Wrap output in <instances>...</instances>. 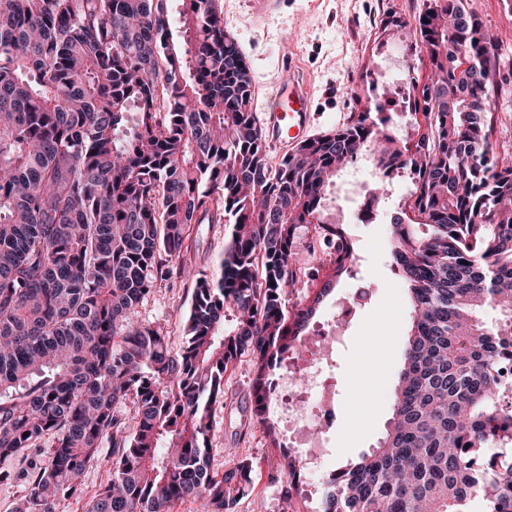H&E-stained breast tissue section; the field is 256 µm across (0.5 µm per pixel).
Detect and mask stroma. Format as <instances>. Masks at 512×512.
I'll return each mask as SVG.
<instances>
[{"mask_svg":"<svg viewBox=\"0 0 512 512\" xmlns=\"http://www.w3.org/2000/svg\"><path fill=\"white\" fill-rule=\"evenodd\" d=\"M248 2L224 0V28L238 43L252 78L271 81L279 59L292 58L315 96L311 135L340 127L363 106L401 95L381 68L383 53L391 47H399V63L412 77L428 78L425 62L410 49L413 18L422 0H281L278 12L263 21L254 17ZM465 6L500 43L491 139L498 155L512 160V5L507 0H466ZM366 69L371 72L367 78L362 75ZM327 215L343 224L359 262L319 305L310 330L326 323L333 301L351 296L357 283L369 284L372 299L336 345V368L327 381L336 396V431L322 468L304 477L313 512L329 474L357 461L384 436L410 325L406 292L391 269L389 224L355 223L352 204L337 194ZM228 235L225 224L197 225L192 255L199 269L216 272ZM193 291V283L180 279L162 283L140 310L142 318L163 326L175 351L185 341L184 317ZM251 381V358L245 354L227 371L224 400L213 409L210 463L221 471L245 458L260 461L261 469L235 512H283L281 484L273 478L277 450L251 417ZM48 462L44 448L0 460V512H13L26 472Z\"/></svg>","mask_w":512,"mask_h":512,"instance_id":"1","label":"stroma"}]
</instances>
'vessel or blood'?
Returning <instances> with one entry per match:
<instances>
[{"label":"vessel or blood","instance_id":"obj_1","mask_svg":"<svg viewBox=\"0 0 512 512\" xmlns=\"http://www.w3.org/2000/svg\"><path fill=\"white\" fill-rule=\"evenodd\" d=\"M259 110L269 140L284 139L294 147L305 139L311 122L312 94L291 63L282 64L273 91L262 96Z\"/></svg>","mask_w":512,"mask_h":512}]
</instances>
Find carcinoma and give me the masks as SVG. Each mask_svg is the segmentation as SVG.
Listing matches in <instances>:
<instances>
[{
  "mask_svg": "<svg viewBox=\"0 0 512 512\" xmlns=\"http://www.w3.org/2000/svg\"><path fill=\"white\" fill-rule=\"evenodd\" d=\"M411 80L416 139L397 145L368 105L269 157L250 70L218 0H0V459L49 444L15 512H60L112 445V479L84 512H233L259 462L209 464L224 373L253 360L252 412L279 449L288 512L303 466L279 447L276 377L357 261L324 204L361 153L409 188L391 266L411 327L385 436L325 483L321 512H512V162L490 140L499 41L464 0H424ZM231 225L210 277L195 226ZM332 245L297 287L299 230ZM195 284L171 351L140 307ZM131 402L132 424L114 415ZM498 443V461L477 457Z\"/></svg>",
  "mask_w": 512,
  "mask_h": 512,
  "instance_id": "cac0c4a2",
  "label": "carcinoma"
}]
</instances>
